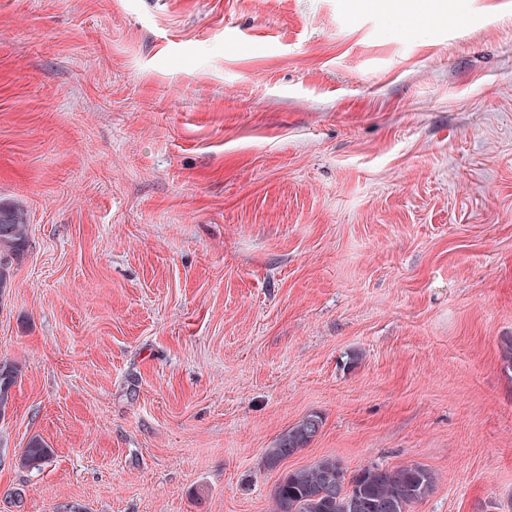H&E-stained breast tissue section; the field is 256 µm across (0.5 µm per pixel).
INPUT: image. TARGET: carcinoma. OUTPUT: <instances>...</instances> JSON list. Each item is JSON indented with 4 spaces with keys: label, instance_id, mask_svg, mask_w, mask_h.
Masks as SVG:
<instances>
[{
    "label": "carcinoma",
    "instance_id": "obj_1",
    "mask_svg": "<svg viewBox=\"0 0 512 512\" xmlns=\"http://www.w3.org/2000/svg\"><path fill=\"white\" fill-rule=\"evenodd\" d=\"M27 242L26 220L22 213L0 208V290L8 287L10 268ZM18 370L0 360V418L12 406V388ZM322 428V419L310 414L281 433L265 449L264 463L273 468L284 459L306 448ZM52 449L39 438H32L17 463L38 468L52 456ZM340 459L323 457L312 465L287 472L273 492V512H410L412 505L426 499L434 490L436 474L418 463L386 467L370 464L341 477Z\"/></svg>",
    "mask_w": 512,
    "mask_h": 512
}]
</instances>
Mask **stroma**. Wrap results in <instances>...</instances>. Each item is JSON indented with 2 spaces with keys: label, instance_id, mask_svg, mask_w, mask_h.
Returning a JSON list of instances; mask_svg holds the SVG:
<instances>
[{
  "label": "stroma",
  "instance_id": "obj_1",
  "mask_svg": "<svg viewBox=\"0 0 512 512\" xmlns=\"http://www.w3.org/2000/svg\"><path fill=\"white\" fill-rule=\"evenodd\" d=\"M348 2L0 0V512H272L326 455L512 512V0ZM27 242L26 220L22 213L0 208V290L7 288L10 268ZM18 370L7 360H0V418L4 419L12 406V388L17 383ZM322 419L310 414L281 433L270 448H266L264 463L273 468L284 459L306 448L322 428ZM53 451L39 438H32L26 448H23L17 463L25 468H38L45 464L52 456Z\"/></svg>",
  "mask_w": 512,
  "mask_h": 512
}]
</instances>
